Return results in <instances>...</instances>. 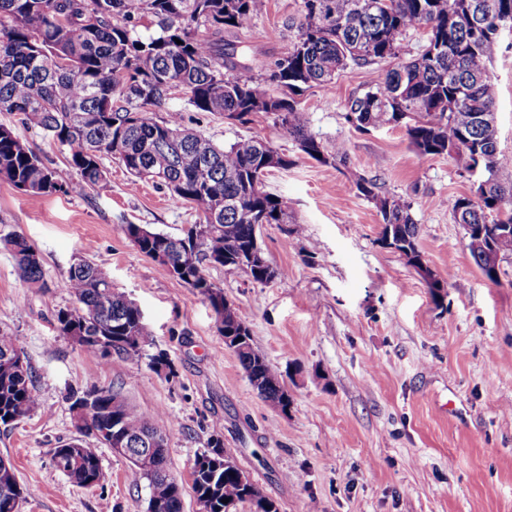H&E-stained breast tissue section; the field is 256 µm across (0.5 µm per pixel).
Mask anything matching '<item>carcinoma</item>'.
I'll use <instances>...</instances> for the list:
<instances>
[{"mask_svg":"<svg viewBox=\"0 0 512 512\" xmlns=\"http://www.w3.org/2000/svg\"><path fill=\"white\" fill-rule=\"evenodd\" d=\"M261 0H0V15L12 25L0 30V112L20 114L67 152L74 173L59 182L12 128L0 124V179L32 195H80L106 180L103 159L111 157L138 179L166 187L177 204H194L200 221L184 236L151 232L136 224L125 233L139 241V250L165 266L177 278L207 298L215 313H223L218 331L240 336L236 355L258 395L273 403L285 395L280 375L249 341L250 329L234 307L218 310L224 292L204 274V265L237 269V259L257 240L259 224L288 223L281 197L255 188L256 178L292 162H273L267 142L244 139L227 148L217 146L182 125L170 114L161 123L145 113L175 89L202 112H222L238 120L253 112H271L300 150L322 163H344L341 144L332 153L308 133L294 95L312 84L326 90L349 65L397 59L403 35L429 30L428 43L407 61L385 71L377 87L350 100L346 118L356 127L405 124L416 153L450 156L461 170L477 176L481 197L448 201L458 224L491 238L489 251H470L476 266L497 282L496 259L512 255V235L493 236L491 225L512 224V182L498 172L512 165L497 146L495 91L489 64L501 42L493 30L475 33L465 22L472 15L511 18L512 0H301L297 38L288 64L275 62L272 74L288 89L274 94L246 65L232 61L224 48V29L243 28L260 11ZM155 25L158 33L144 38L138 28ZM205 26L207 34H198ZM356 187L373 200L382 217V233L400 241L396 249L410 266L420 261L416 240L419 225L409 205L375 193V183L359 178ZM22 278L42 282L39 253L23 237L5 239ZM73 305L55 315L56 330L70 336L77 329L91 337L82 350L104 359L97 341L139 356L151 343L141 311L124 294L112 289L110 277L97 264L80 259L63 282ZM22 353L17 338L0 331V423L15 424L37 406L31 368L13 372L5 361ZM104 394L103 412L78 428L112 447L103 430L112 417L129 438L128 447L143 448L142 435L155 432L154 420L110 388L92 386ZM216 437L195 459L192 487L206 512H232L245 502L240 473L216 469L210 449ZM81 461L66 467L69 482L86 487L101 472L97 449L84 447ZM149 499L160 512H183L182 486L173 479L147 481ZM229 502H223V499ZM26 493L15 471L0 475V512H20Z\"/></svg>","mask_w":512,"mask_h":512,"instance_id":"cac0c4a2","label":"carcinoma"}]
</instances>
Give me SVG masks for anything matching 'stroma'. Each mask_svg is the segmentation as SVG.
<instances>
[{"label": "stroma", "mask_w": 512, "mask_h": 512, "mask_svg": "<svg viewBox=\"0 0 512 512\" xmlns=\"http://www.w3.org/2000/svg\"><path fill=\"white\" fill-rule=\"evenodd\" d=\"M300 0H264L225 42L237 62L270 79L296 38ZM386 63L349 65L331 88L299 95L310 134L326 148L345 144L346 164H324L284 134L276 114L238 121L200 112L182 91L147 107L155 121L183 124L227 147L243 138L271 143L291 165L264 184L288 205L289 221L264 224L258 243L279 275L254 282L222 266L205 270L281 374L290 406L260 398L235 352L224 345L209 301L137 250L124 231L137 224L173 237L198 222L199 208L107 158L104 186L85 195L35 196L0 179V330L16 336L31 367L38 405L0 425V457L31 495L21 512H146L148 488L122 457L97 447L103 477L73 485L52 451L79 437L69 395L90 385L118 390L167 438L169 469L182 484L183 512H201L190 472L211 436L278 512H512V256L491 282L475 266L465 231L447 207L473 181L448 155L422 156L404 127L362 130L346 119L350 98L374 90ZM496 92L498 148L512 155V35L489 66ZM54 170L74 174L65 150L19 115L0 113ZM408 204L420 227L425 279L381 239V217L358 177ZM23 236L40 254L43 285L21 276L4 240ZM100 265L133 300L152 336L141 358L89 359L55 329L69 306L62 283L77 258ZM166 353L170 369L151 359Z\"/></svg>", "instance_id": "35a3bbf8"}]
</instances>
